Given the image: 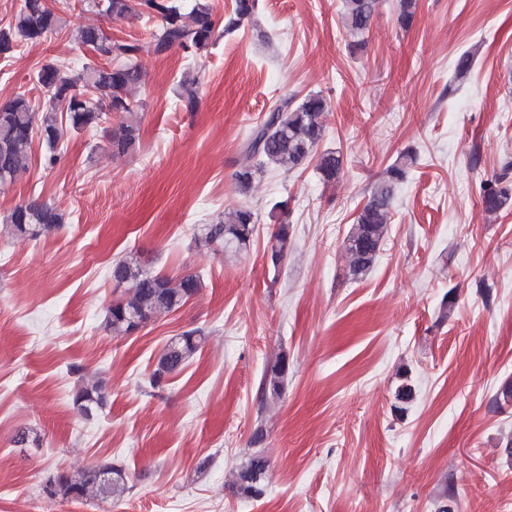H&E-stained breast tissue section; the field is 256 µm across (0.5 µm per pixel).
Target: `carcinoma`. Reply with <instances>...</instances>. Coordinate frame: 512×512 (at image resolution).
I'll return each mask as SVG.
<instances>
[{
	"label": "carcinoma",
	"mask_w": 512,
	"mask_h": 512,
	"mask_svg": "<svg viewBox=\"0 0 512 512\" xmlns=\"http://www.w3.org/2000/svg\"><path fill=\"white\" fill-rule=\"evenodd\" d=\"M83 6L104 10L114 16L130 15L127 0H81ZM378 7V0H343V20L350 37L351 51L363 48L366 33ZM417 0H398V22L403 28L413 23ZM254 14L253 0H235L234 8L224 15L223 32L243 27ZM137 16L161 20L155 35L154 53L162 55L173 49L195 53L207 48L219 37L213 6L209 0H194L185 11L182 0H141ZM65 20L61 12L50 8L47 0H22L12 24L0 30V54H11L24 43H34L59 31ZM80 41L92 51L95 61L79 71L55 62L43 64L37 71V82L48 97L41 110L23 94L0 104V183L13 181L25 172L32 160L34 136L45 146L44 162L53 166L60 154L59 144L66 136L100 127L108 114L130 113L135 107L131 91L142 82L137 64L142 45L136 40H114L101 30L86 27L79 32ZM474 66V54L467 51L455 63L454 81L465 82ZM178 100L188 111L197 105L196 76L186 72L180 80ZM328 108L319 93L300 100L284 98L256 126L246 145L255 159L235 174L239 192L250 190L253 180L269 169L293 170L316 160L315 170L324 183L339 178L343 158L333 150L318 151L324 127L321 117ZM137 126L121 123L108 135L112 152L128 153L135 149ZM416 162L412 150L401 152L383 171L369 199L355 217L352 230L343 242L348 267L353 279L364 278L373 269L385 239L390 221V208L396 187L407 177ZM484 208L497 212L512 206V162L505 161L500 173L483 184L480 192ZM65 223V215L57 207L37 198L13 208L0 225V232L12 236L37 239ZM255 233L254 215L241 208L224 215L213 224H202L195 242L231 254L250 246ZM292 229L286 223L276 225L270 242L271 264L278 266L291 245ZM110 279L124 287L119 301L106 312V328L114 336H128L154 317L184 305L201 288L193 275L173 278L154 272L133 258L112 264ZM205 336L199 330L186 331L169 339L159 354L150 382L158 385L168 375L181 371L197 354ZM288 359L280 356L265 372L261 383L262 402L280 399ZM105 395L99 382L78 388L74 402L87 416L103 407ZM269 470L268 460L255 453L237 471L235 484L245 496L261 494ZM47 494L64 499L88 498L119 500L129 490L128 475L121 465H96L58 475L49 481Z\"/></svg>",
	"instance_id": "cac0c4a2"
}]
</instances>
